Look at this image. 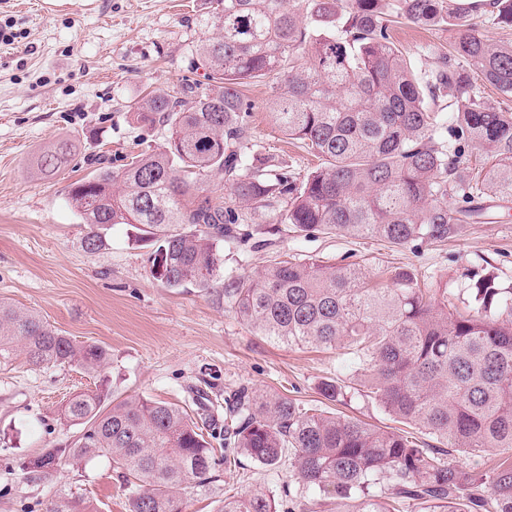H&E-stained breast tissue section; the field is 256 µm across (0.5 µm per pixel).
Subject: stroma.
Masks as SVG:
<instances>
[{
  "label": "stroma",
  "mask_w": 512,
  "mask_h": 512,
  "mask_svg": "<svg viewBox=\"0 0 512 512\" xmlns=\"http://www.w3.org/2000/svg\"><path fill=\"white\" fill-rule=\"evenodd\" d=\"M216 0H0V300L38 312L78 344L110 353L99 374L78 366L30 368L24 356L0 364V512H47L57 489L83 492L99 512H130L132 478L111 462L62 461L49 481L24 479L19 465L69 443L77 429L61 410L75 393L107 385L114 398L143 395L196 415L191 387L208 393L211 409L241 388L278 394L308 408L354 416L368 426L393 427L377 403L356 397L325 400L327 377L348 378L338 349L288 347L237 318L226 288L261 274L270 264L319 259L356 263L366 274L413 268L427 287L448 284L458 304L467 274H493L512 285V203L478 199L479 211L446 242L394 247L378 238L300 232L276 221L275 209L246 208L224 240L220 278L211 287L169 288L155 280L150 246L117 224L103 244L88 249L86 225L65 202L69 186L108 165L119 170L142 150L163 142L164 127L137 124L131 105L143 91L202 79L192 50L218 21ZM398 49L430 66L432 50H447L448 31L400 21ZM281 79L245 88L255 151L301 180L319 160L269 120ZM73 150L52 176L36 160L51 144ZM288 503V469L271 471L243 459L217 469L208 488L189 491L185 512H217L225 496L252 488Z\"/></svg>",
  "instance_id": "stroma-1"
}]
</instances>
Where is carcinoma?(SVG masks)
<instances>
[{
  "instance_id": "obj_1",
  "label": "carcinoma",
  "mask_w": 512,
  "mask_h": 512,
  "mask_svg": "<svg viewBox=\"0 0 512 512\" xmlns=\"http://www.w3.org/2000/svg\"><path fill=\"white\" fill-rule=\"evenodd\" d=\"M217 33L199 42L192 65L206 82L152 91L132 106L136 122L167 128L160 147L114 171L102 166L70 185L66 202L102 245L129 224L154 245L151 274L174 288L210 287L235 209L209 194L220 174L239 203L273 208L301 232L374 237L396 246L445 241L454 231L448 198L512 202V113L484 101L474 77L512 98V42L490 44L471 22L478 4L458 0H218ZM484 14L512 27V0ZM447 27L450 54L421 72L391 41L392 17ZM280 74L286 94L269 99L272 123L304 144L320 166L295 184L267 157L247 153L241 88ZM448 99L450 111L437 108ZM71 146L42 153L44 173ZM228 293L236 315L289 347L344 350L352 385L325 380L322 396L342 402L353 389L385 412L448 442L426 448L405 431L374 429L307 409L283 396L239 391L224 414L229 451L270 470L288 463V512L297 501L332 499L336 512H512V287L489 274L465 289L475 314L448 310V288L425 289L413 270L387 281L356 264L280 261L241 277ZM22 348L34 368L78 366L98 373L108 351L76 345L28 309L0 301V363ZM63 418L79 427L64 448L21 463L44 481L59 460L106 458L131 473V512H183L182 492L210 485L216 449L189 414L144 396L112 400L109 389L81 393ZM496 448V466L477 471L455 460ZM48 512H98L82 493L56 491ZM220 512H279L263 489L224 498Z\"/></svg>"
}]
</instances>
